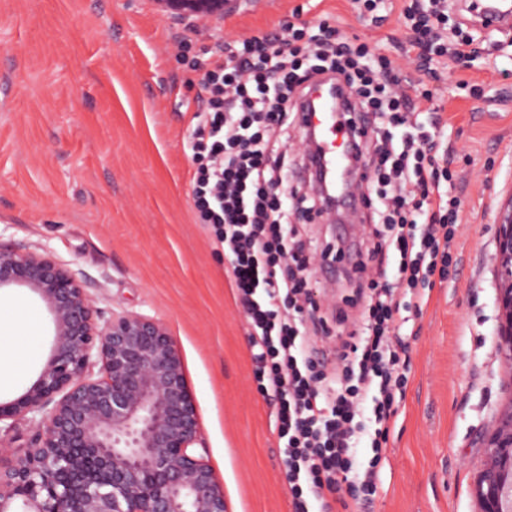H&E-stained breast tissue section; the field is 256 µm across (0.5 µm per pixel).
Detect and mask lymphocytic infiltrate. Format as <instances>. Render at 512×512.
Segmentation results:
<instances>
[{
	"instance_id": "1",
	"label": "lymphocytic infiltrate",
	"mask_w": 512,
	"mask_h": 512,
	"mask_svg": "<svg viewBox=\"0 0 512 512\" xmlns=\"http://www.w3.org/2000/svg\"><path fill=\"white\" fill-rule=\"evenodd\" d=\"M400 16L417 69L435 75V60L461 61L474 37L450 25L448 0H402ZM334 75L363 114L356 159L366 182L361 198L366 249L356 263L361 304L335 364L315 357L317 322L304 316L314 291L309 260L295 250L294 207L286 183L293 163L289 130L297 103L324 75ZM208 96L196 108L192 199L232 255L233 286L249 321L254 379L277 408L293 512H347L371 502L389 456L409 365L394 336L401 312L422 311L434 277L457 276L459 174L439 156L436 91L402 76L393 59L367 42L345 39L330 14L317 27L288 22L274 32L224 42L204 77ZM397 257L394 282L373 268Z\"/></svg>"
}]
</instances>
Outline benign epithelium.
Returning <instances> with one entry per match:
<instances>
[{
    "mask_svg": "<svg viewBox=\"0 0 512 512\" xmlns=\"http://www.w3.org/2000/svg\"><path fill=\"white\" fill-rule=\"evenodd\" d=\"M170 18L205 21L238 0H155ZM498 248L512 251V190L499 209ZM30 284L55 334L48 364L18 398L0 402V512H227L224 487L198 455L201 428L176 343L160 321L124 313L101 324L84 281L50 253L0 246V288ZM499 325L512 339V287ZM101 365L100 375L93 368ZM35 429L11 450L18 420ZM476 485L482 512H512V436L483 432Z\"/></svg>",
    "mask_w": 512,
    "mask_h": 512,
    "instance_id": "benign-epithelium-1",
    "label": "benign epithelium"
}]
</instances>
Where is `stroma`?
Masks as SVG:
<instances>
[{
    "instance_id": "obj_1",
    "label": "stroma",
    "mask_w": 512,
    "mask_h": 512,
    "mask_svg": "<svg viewBox=\"0 0 512 512\" xmlns=\"http://www.w3.org/2000/svg\"><path fill=\"white\" fill-rule=\"evenodd\" d=\"M325 11L341 17L346 36L383 47L406 38L396 15L376 29L348 0H242L197 25L159 16L151 0H0V244L49 252L74 270L101 320L133 312L166 325L230 512L292 504L276 408L257 391L228 260L189 196L194 110L216 44L294 16L314 25ZM478 40L483 55L467 67L442 59L436 84L453 127L441 146L466 153L456 165L462 271L436 280L423 311L396 327L409 381L382 489L361 512H481L475 481L486 451L475 435L494 429L512 399L497 332L496 224L512 187V78L500 75L512 70V29ZM460 78L481 86V97L457 89ZM315 276L326 317L358 285L347 264ZM53 336L35 290L0 288V339L18 354L1 401L32 386Z\"/></svg>"
}]
</instances>
